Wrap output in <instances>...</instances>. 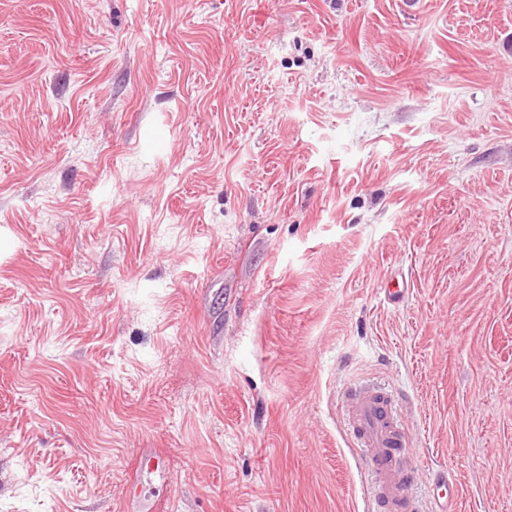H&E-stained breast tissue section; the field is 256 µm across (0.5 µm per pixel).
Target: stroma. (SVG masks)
Returning a JSON list of instances; mask_svg holds the SVG:
<instances>
[{
  "label": "stroma",
  "mask_w": 512,
  "mask_h": 512,
  "mask_svg": "<svg viewBox=\"0 0 512 512\" xmlns=\"http://www.w3.org/2000/svg\"><path fill=\"white\" fill-rule=\"evenodd\" d=\"M366 383L512 512V0H0V512H375Z\"/></svg>",
  "instance_id": "obj_1"
}]
</instances>
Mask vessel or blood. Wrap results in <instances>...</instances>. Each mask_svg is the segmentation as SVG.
<instances>
[{
    "instance_id": "b4317fda",
    "label": "vessel or blood",
    "mask_w": 512,
    "mask_h": 512,
    "mask_svg": "<svg viewBox=\"0 0 512 512\" xmlns=\"http://www.w3.org/2000/svg\"><path fill=\"white\" fill-rule=\"evenodd\" d=\"M348 426L373 479L374 502L381 512H422L411 492L414 450L395 413L393 396L371 385H358L344 398ZM434 512H458L459 491L447 472L432 485Z\"/></svg>"
}]
</instances>
